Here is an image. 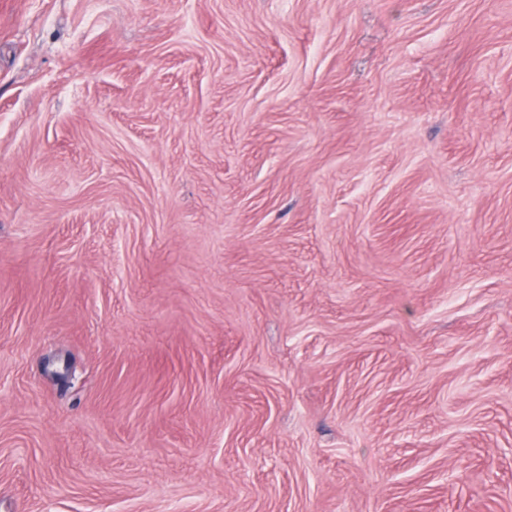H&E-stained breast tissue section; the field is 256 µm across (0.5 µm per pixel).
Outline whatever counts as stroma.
I'll return each mask as SVG.
<instances>
[{"instance_id": "35a3bbf8", "label": "stroma", "mask_w": 512, "mask_h": 512, "mask_svg": "<svg viewBox=\"0 0 512 512\" xmlns=\"http://www.w3.org/2000/svg\"><path fill=\"white\" fill-rule=\"evenodd\" d=\"M0 512H512V0H0Z\"/></svg>"}]
</instances>
